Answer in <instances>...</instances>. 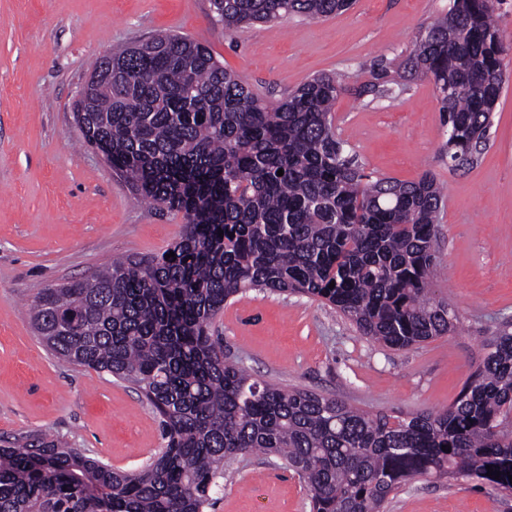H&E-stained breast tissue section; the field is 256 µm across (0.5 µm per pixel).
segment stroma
<instances>
[{
    "instance_id": "1",
    "label": "stroma",
    "mask_w": 512,
    "mask_h": 512,
    "mask_svg": "<svg viewBox=\"0 0 512 512\" xmlns=\"http://www.w3.org/2000/svg\"><path fill=\"white\" fill-rule=\"evenodd\" d=\"M447 8L356 0L324 19L228 32L213 23L209 0H0V448L45 434L132 473L162 445L132 386L58 360L29 312L41 288L88 279L115 255L162 253L181 235L182 214L139 199L74 121L95 58L162 33L206 45L272 102L314 76L341 77L333 124L365 172L400 181L428 172L445 194L431 288L455 307L454 333L392 350L321 302L251 289L214 325L225 351L256 378L374 412L446 409L486 341L512 324V55L474 164L449 169L437 93L409 73L425 24ZM382 68L390 93H361ZM214 501L210 512H311L303 481L270 457L240 459ZM387 512H512V495L462 478L417 480Z\"/></svg>"
}]
</instances>
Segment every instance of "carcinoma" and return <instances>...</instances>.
<instances>
[{
	"label": "carcinoma",
	"instance_id": "obj_1",
	"mask_svg": "<svg viewBox=\"0 0 512 512\" xmlns=\"http://www.w3.org/2000/svg\"><path fill=\"white\" fill-rule=\"evenodd\" d=\"M499 2L450 0L412 51L411 70L438 94L451 168L474 163L502 91L512 45L494 23ZM210 3L232 31L326 18L353 0ZM90 75L83 142L185 224L159 255L114 258L90 279L43 288L31 319L62 360L131 384L164 446L126 473L43 434L18 438L0 448V512H206L227 467L254 453L298 474L313 512H383L431 476L512 494L509 329L487 341L447 409L408 415L257 379L213 336L224 303L256 288L318 300L395 350L454 331L455 308L428 288L442 188L429 173L401 182L360 169L333 128L339 78L316 76L274 106L177 35L112 53L110 72L99 58Z\"/></svg>",
	"mask_w": 512,
	"mask_h": 512
}]
</instances>
